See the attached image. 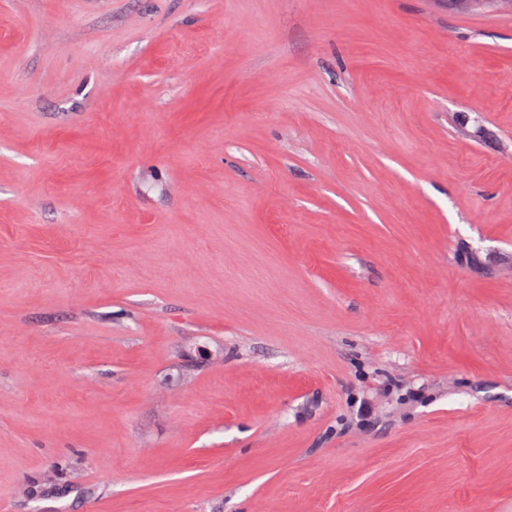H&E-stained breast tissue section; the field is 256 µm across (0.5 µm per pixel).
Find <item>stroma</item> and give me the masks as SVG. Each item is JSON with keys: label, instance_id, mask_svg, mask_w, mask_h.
I'll return each mask as SVG.
<instances>
[{"label": "stroma", "instance_id": "35a3bbf8", "mask_svg": "<svg viewBox=\"0 0 512 512\" xmlns=\"http://www.w3.org/2000/svg\"><path fill=\"white\" fill-rule=\"evenodd\" d=\"M0 512H512V10L0 0Z\"/></svg>", "mask_w": 512, "mask_h": 512}]
</instances>
